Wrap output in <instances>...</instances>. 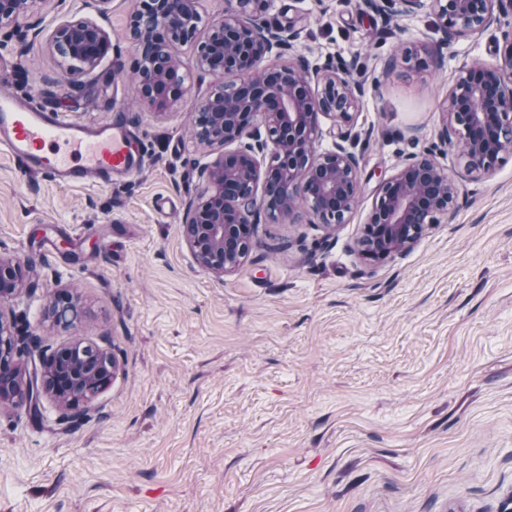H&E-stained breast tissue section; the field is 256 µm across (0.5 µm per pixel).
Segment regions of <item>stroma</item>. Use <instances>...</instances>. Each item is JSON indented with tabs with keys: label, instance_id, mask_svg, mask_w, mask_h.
I'll list each match as a JSON object with an SVG mask.
<instances>
[{
	"label": "stroma",
	"instance_id": "obj_1",
	"mask_svg": "<svg viewBox=\"0 0 512 512\" xmlns=\"http://www.w3.org/2000/svg\"><path fill=\"white\" fill-rule=\"evenodd\" d=\"M138 0H36L0 30V93L34 97L87 123L124 118L143 170L105 188L64 186L0 153V256L32 265L7 303L23 358L74 337L110 348L111 385L77 421L43 397L0 409V512H512V154L466 177L454 219L406 253L364 263L353 250L381 180L412 148L438 143L456 69L491 63L512 18L443 37L422 10L384 17L363 0H268L293 25L287 59L348 66L365 94L354 116L362 191L346 224L259 216L234 272L201 269L180 227L209 151L190 134L194 97L217 76L188 65L189 97L159 116L135 93L128 22ZM97 19L112 50L66 73L50 46L73 18ZM447 40L417 69L403 44ZM77 298L74 328L55 296Z\"/></svg>",
	"mask_w": 512,
	"mask_h": 512
}]
</instances>
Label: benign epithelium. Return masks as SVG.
<instances>
[{
    "mask_svg": "<svg viewBox=\"0 0 512 512\" xmlns=\"http://www.w3.org/2000/svg\"><path fill=\"white\" fill-rule=\"evenodd\" d=\"M33 0H0V29L27 15ZM267 0H226L224 13L208 22L205 40L196 42L202 17L196 0H142L129 22L137 55L138 98L157 114L175 108L188 93L187 69L173 67L170 44L197 43L195 66L223 79L210 94L194 99L197 136L205 146L222 148L203 175L205 190L191 207L182 233L197 264L218 277L235 271L251 246L260 213L298 221L301 209L328 228L348 221L362 188L360 156L351 134L353 114L364 94L346 66L309 69L297 63L271 64L298 40L292 26L258 21ZM392 16H408L425 5L443 33H477L500 15L512 16V0H365ZM491 64L463 65L449 97L439 137L457 152L472 178L493 172L512 152V30ZM50 44L66 70L92 71L109 54V33L90 18L57 26ZM333 122L334 149L320 151L319 118ZM459 183L437 161L433 149L411 153L376 190L371 214L356 241L361 258L382 263L410 248L428 226L449 220ZM27 262L0 258V307L23 288ZM23 354L15 324L0 310V406L16 404L13 380ZM103 371L66 360L68 352L32 366L26 393L32 405L48 394L72 412L86 406L110 385L116 361L104 350Z\"/></svg>",
    "mask_w": 512,
    "mask_h": 512,
    "instance_id": "7a95c632",
    "label": "benign epithelium"
}]
</instances>
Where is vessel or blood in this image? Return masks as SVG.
Listing matches in <instances>:
<instances>
[{
  "mask_svg": "<svg viewBox=\"0 0 512 512\" xmlns=\"http://www.w3.org/2000/svg\"><path fill=\"white\" fill-rule=\"evenodd\" d=\"M0 152L26 172L70 186L103 187L142 169V146L110 118L87 125L44 111L34 100L0 94Z\"/></svg>",
  "mask_w": 512,
  "mask_h": 512,
  "instance_id": "vessel-or-blood-1",
  "label": "vessel or blood"
}]
</instances>
